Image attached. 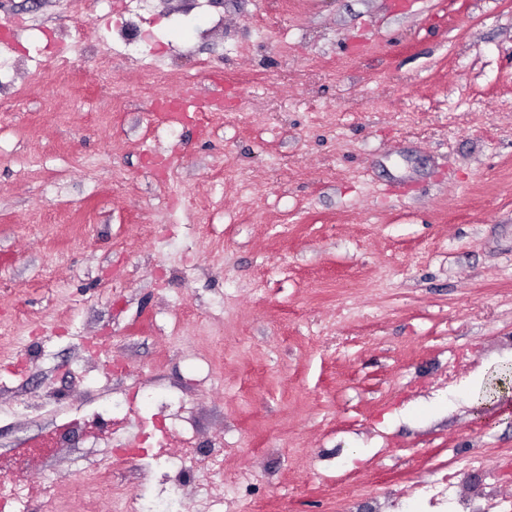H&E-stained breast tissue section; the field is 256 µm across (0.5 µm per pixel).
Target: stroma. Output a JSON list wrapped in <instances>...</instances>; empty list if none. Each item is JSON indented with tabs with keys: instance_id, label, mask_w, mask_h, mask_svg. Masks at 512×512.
I'll list each match as a JSON object with an SVG mask.
<instances>
[{
	"instance_id": "obj_1",
	"label": "stroma",
	"mask_w": 512,
	"mask_h": 512,
	"mask_svg": "<svg viewBox=\"0 0 512 512\" xmlns=\"http://www.w3.org/2000/svg\"><path fill=\"white\" fill-rule=\"evenodd\" d=\"M90 3L0 0V478L86 512L110 451L52 440L141 386L251 471L223 512L473 450L512 496V0ZM185 84L223 111L163 121Z\"/></svg>"
}]
</instances>
